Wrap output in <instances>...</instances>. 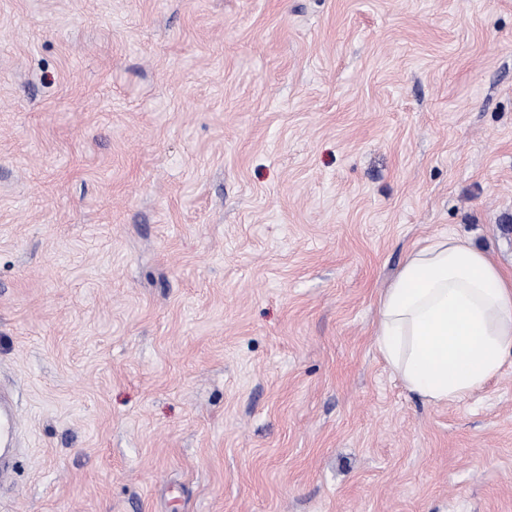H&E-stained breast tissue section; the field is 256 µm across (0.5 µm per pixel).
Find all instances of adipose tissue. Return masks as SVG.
<instances>
[{
    "label": "adipose tissue",
    "mask_w": 512,
    "mask_h": 512,
    "mask_svg": "<svg viewBox=\"0 0 512 512\" xmlns=\"http://www.w3.org/2000/svg\"><path fill=\"white\" fill-rule=\"evenodd\" d=\"M376 345L409 392L464 398L512 353V277L457 236L414 250L379 303Z\"/></svg>",
    "instance_id": "adipose-tissue-1"
}]
</instances>
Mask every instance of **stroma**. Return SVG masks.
Instances as JSON below:
<instances>
[{
	"label": "stroma",
	"instance_id": "stroma-1",
	"mask_svg": "<svg viewBox=\"0 0 512 512\" xmlns=\"http://www.w3.org/2000/svg\"><path fill=\"white\" fill-rule=\"evenodd\" d=\"M448 234L512 273V0H0V512H512V355L376 346ZM18 415L15 412L13 395L10 391L0 389V479L7 476L8 462L12 455L9 447L16 439ZM3 448L4 453H3Z\"/></svg>",
	"mask_w": 512,
	"mask_h": 512
}]
</instances>
